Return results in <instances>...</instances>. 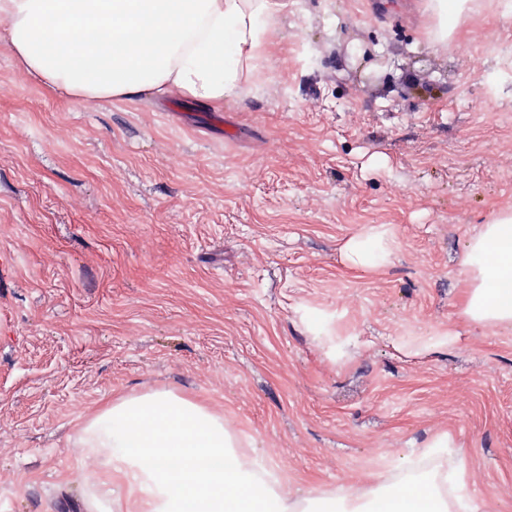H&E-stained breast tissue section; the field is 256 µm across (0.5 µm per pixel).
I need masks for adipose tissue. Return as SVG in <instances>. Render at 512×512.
Returning <instances> with one entry per match:
<instances>
[{
    "label": "adipose tissue",
    "mask_w": 512,
    "mask_h": 512,
    "mask_svg": "<svg viewBox=\"0 0 512 512\" xmlns=\"http://www.w3.org/2000/svg\"><path fill=\"white\" fill-rule=\"evenodd\" d=\"M286 0H0V25L16 68L78 101L132 100L148 92L202 104L236 98L266 51ZM481 0H423L433 51L447 49ZM389 225L367 224L342 246L349 266L376 269L395 246ZM466 320L512 327V211L479 225L463 259ZM122 483L103 490L86 475L90 512H464V464L439 461L430 480L375 474L366 487L286 497L235 453L236 442L203 404L169 391L130 395L91 417L79 442Z\"/></svg>",
    "instance_id": "1"
}]
</instances>
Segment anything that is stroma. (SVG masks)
I'll list each match as a JSON object with an SVG mask.
<instances>
[{"mask_svg": "<svg viewBox=\"0 0 512 512\" xmlns=\"http://www.w3.org/2000/svg\"><path fill=\"white\" fill-rule=\"evenodd\" d=\"M417 3L292 0L221 107L74 104L0 38V512H84L86 421L163 390L289 496L366 485L446 431L473 506L512 512V330L460 315L466 244L512 209V55L486 52L512 13L442 56ZM364 224L395 232L376 272L341 258Z\"/></svg>", "mask_w": 512, "mask_h": 512, "instance_id": "stroma-1", "label": "stroma"}]
</instances>
